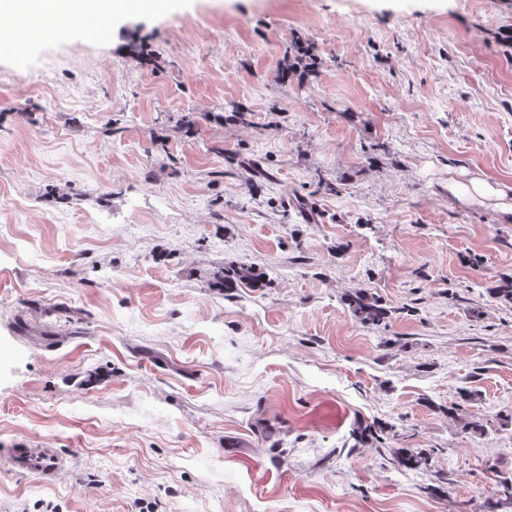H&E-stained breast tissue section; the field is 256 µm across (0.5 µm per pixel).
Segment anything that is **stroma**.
I'll return each mask as SVG.
<instances>
[{"instance_id":"stroma-1","label":"stroma","mask_w":512,"mask_h":512,"mask_svg":"<svg viewBox=\"0 0 512 512\" xmlns=\"http://www.w3.org/2000/svg\"><path fill=\"white\" fill-rule=\"evenodd\" d=\"M4 9L0 448L72 466L0 469V512H485L512 0H129L67 38ZM465 389L484 432L447 414ZM361 424L387 443L344 450ZM240 285H250L254 288H262L264 285L251 269L245 267L224 268V288L233 289ZM348 308L354 319L365 327L386 325L392 310L385 307L373 293L361 289L347 297ZM11 469L34 471L43 480L53 481L67 472L71 460L54 448H10ZM432 454L427 449L412 451L408 448L396 455L395 462L407 470L428 469Z\"/></svg>"}]
</instances>
